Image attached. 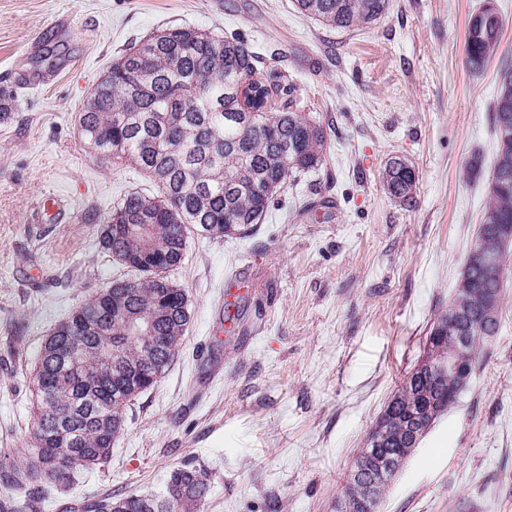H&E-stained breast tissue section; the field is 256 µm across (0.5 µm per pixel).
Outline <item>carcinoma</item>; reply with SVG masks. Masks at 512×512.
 Instances as JSON below:
<instances>
[{"instance_id":"obj_1","label":"carcinoma","mask_w":512,"mask_h":512,"mask_svg":"<svg viewBox=\"0 0 512 512\" xmlns=\"http://www.w3.org/2000/svg\"><path fill=\"white\" fill-rule=\"evenodd\" d=\"M488 2L468 21L472 72L500 47L502 20ZM295 7L329 29L354 31L376 25L388 0H295ZM78 121L97 155L134 165L159 193H125L96 229L101 248L133 277L92 293L42 344L27 446L0 459V484L25 490L28 499L0 504V512L33 509L42 491L68 492L84 472L108 462L127 407L158 382L190 324L186 291L168 276L183 261L189 232L230 237L263 223L288 178L322 164L328 141L324 126L299 111L295 86L276 73L257 75L248 40L191 26L161 29L113 58ZM492 123L496 160L479 231L456 293L426 336L424 353L449 366L432 373L419 363L403 379L380 415L395 436L435 423L459 403L462 375H473L484 341L500 326L502 245L512 235V68L500 72ZM383 181L390 195L412 205V165L389 161ZM467 332L481 340L462 348L458 337ZM388 455V468L370 448L357 456L379 489L405 462L397 443ZM209 490L205 469L185 463L158 495L107 494L89 508L201 512Z\"/></svg>"}]
</instances>
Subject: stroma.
Returning a JSON list of instances; mask_svg holds the SVG:
<instances>
[{
  "instance_id": "1",
  "label": "stroma",
  "mask_w": 512,
  "mask_h": 512,
  "mask_svg": "<svg viewBox=\"0 0 512 512\" xmlns=\"http://www.w3.org/2000/svg\"><path fill=\"white\" fill-rule=\"evenodd\" d=\"M482 2L389 0L375 27L340 32L293 0H0V456L26 446L45 337L126 276L97 224L125 192L157 191L134 167L102 162L77 127L113 57L170 26L241 33L329 132L322 166L289 181L262 224L190 234L169 273L191 313L174 361L129 405L110 461L37 512L161 492L185 462L210 475L204 512H336L455 292L486 204L512 0H494L500 49L473 73L466 29ZM475 155L479 177L467 172ZM395 158L416 171L413 206L383 186ZM47 194L63 200L62 223H34ZM241 278L251 293H237ZM506 278L499 331L467 390L378 512H512V255Z\"/></svg>"
}]
</instances>
